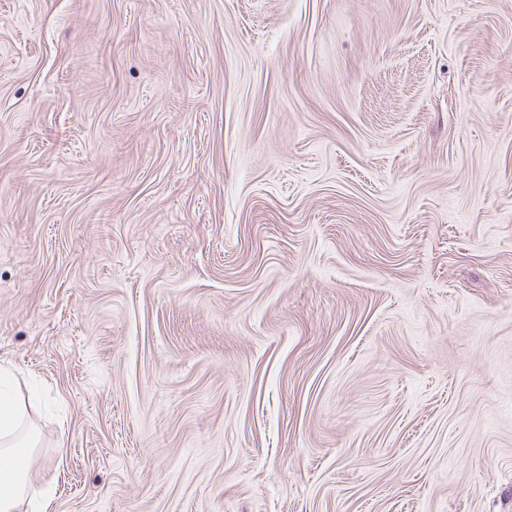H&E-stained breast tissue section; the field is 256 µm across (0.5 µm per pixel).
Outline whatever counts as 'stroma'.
Masks as SVG:
<instances>
[{
	"label": "stroma",
	"instance_id": "1",
	"mask_svg": "<svg viewBox=\"0 0 512 512\" xmlns=\"http://www.w3.org/2000/svg\"><path fill=\"white\" fill-rule=\"evenodd\" d=\"M0 372L51 512H512V0H0Z\"/></svg>",
	"mask_w": 512,
	"mask_h": 512
}]
</instances>
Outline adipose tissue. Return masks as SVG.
Returning <instances> with one entry per match:
<instances>
[{"mask_svg":"<svg viewBox=\"0 0 512 512\" xmlns=\"http://www.w3.org/2000/svg\"><path fill=\"white\" fill-rule=\"evenodd\" d=\"M25 404L0 393V512H47L48 498L29 480L30 450L37 445Z\"/></svg>","mask_w":512,"mask_h":512,"instance_id":"ef3b65f1","label":"adipose tissue"}]
</instances>
